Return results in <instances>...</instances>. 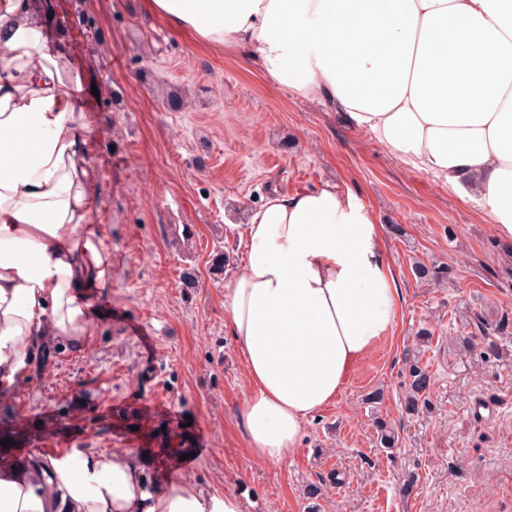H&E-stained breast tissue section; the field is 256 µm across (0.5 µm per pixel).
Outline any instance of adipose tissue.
<instances>
[{"label": "adipose tissue", "mask_w": 512, "mask_h": 512, "mask_svg": "<svg viewBox=\"0 0 512 512\" xmlns=\"http://www.w3.org/2000/svg\"><path fill=\"white\" fill-rule=\"evenodd\" d=\"M190 40L231 43L268 79L329 102L413 169L485 202L512 241V0H144ZM68 59L28 0H0V389L46 332L79 341L112 287L91 222L94 167ZM224 292L250 388L253 456L280 465L306 419L386 336L401 300L382 229L335 188L269 196ZM0 512H241L233 496L147 486L138 449L70 441L0 473Z\"/></svg>", "instance_id": "obj_1"}]
</instances>
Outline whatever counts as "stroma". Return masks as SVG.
<instances>
[{"mask_svg":"<svg viewBox=\"0 0 512 512\" xmlns=\"http://www.w3.org/2000/svg\"><path fill=\"white\" fill-rule=\"evenodd\" d=\"M78 80L97 172L93 222L112 252V314L75 344L49 335L47 363L0 399V429L25 440L0 470L47 458L78 440L97 451L150 447L145 432L175 418L198 453L177 467L144 462L243 512H512V334L474 336L472 313L512 312V243L482 200L396 159L342 113L272 83L233 45L194 44L143 0H29ZM186 94L171 109L167 92ZM335 187L380 225L403 300L390 334L365 355L335 400L303 425L278 466L256 460L238 411L249 382L224 323V291L248 250L247 213L273 193ZM187 226L190 245L173 234ZM448 267L423 284L411 266ZM434 378L431 408L406 415L405 357L420 329ZM380 393L379 403L368 401ZM492 411L481 417L473 403ZM138 411L143 429L121 414ZM55 433L39 443L40 420ZM399 436L376 444L375 419ZM413 482L411 493L402 485ZM321 486L318 497L310 484Z\"/></svg>","mask_w":512,"mask_h":512,"instance_id":"obj_1","label":"stroma"}]
</instances>
